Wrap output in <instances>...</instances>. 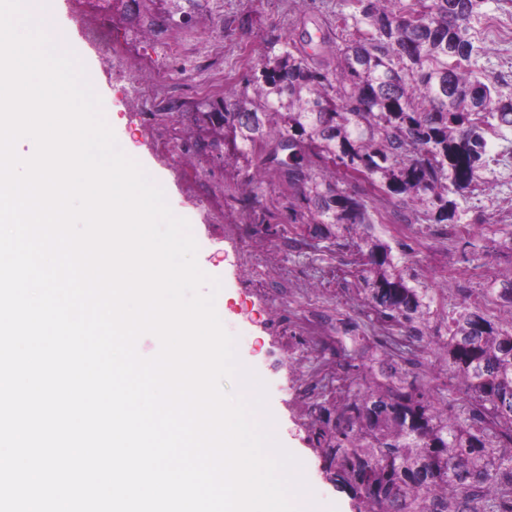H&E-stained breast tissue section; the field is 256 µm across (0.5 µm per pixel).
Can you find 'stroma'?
Instances as JSON below:
<instances>
[{
  "label": "stroma",
  "mask_w": 512,
  "mask_h": 512,
  "mask_svg": "<svg viewBox=\"0 0 512 512\" xmlns=\"http://www.w3.org/2000/svg\"><path fill=\"white\" fill-rule=\"evenodd\" d=\"M337 0H118L89 9L87 20L112 19V33L125 43V66L153 91L144 103L112 71L107 49L86 48L67 0H49L57 23L83 48L92 85L121 120L122 133L152 179L162 183L170 208L187 219L198 245L197 261L219 278L225 298L223 325L237 339L251 370L265 382L277 437L302 462L318 512H357L350 494L336 487L320 449L314 448L313 403L334 398L335 380L315 381L330 367L346 378L347 364L380 371L383 360L403 361L409 376L429 388L438 407L459 414L465 395L451 382L433 379L444 367L443 343L450 318L464 301L501 324L512 323V306L497 289L512 277V135L490 137L487 165L477 190L458 197L455 228L419 223L402 233L386 201L373 200L382 222L371 234L386 242L410 285L425 294L429 312L419 326L424 352L409 357L388 342L359 278L358 234L340 240L313 237L294 223L293 192L259 160L228 159L223 148L199 155L191 149L200 113L237 102L251 68L264 61L268 42L293 37L308 53L328 54ZM476 29L485 49L475 68L512 96V0H484ZM181 44L169 55L170 44ZM176 138L174 150L163 144ZM264 194L258 211L276 225L266 235L243 197L254 186ZM316 320L321 336L304 324Z\"/></svg>",
  "instance_id": "stroma-1"
}]
</instances>
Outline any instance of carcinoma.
Listing matches in <instances>:
<instances>
[{
	"instance_id": "1",
	"label": "carcinoma",
	"mask_w": 512,
	"mask_h": 512,
	"mask_svg": "<svg viewBox=\"0 0 512 512\" xmlns=\"http://www.w3.org/2000/svg\"><path fill=\"white\" fill-rule=\"evenodd\" d=\"M484 0H340L349 40L322 63L296 41L273 38L255 68L256 101L207 112L194 146L264 163L298 193L299 219L324 239L376 223L386 198L400 221L458 223L456 197L486 166L487 137L512 131V97L478 75L475 30ZM354 7L347 13L345 5ZM369 304L418 332L425 296L391 247L359 250ZM448 375L470 398L466 416L442 415L430 392L404 379L349 388L316 403L310 441L323 450L358 512H503L512 491V327L462 305L446 343Z\"/></svg>"
}]
</instances>
